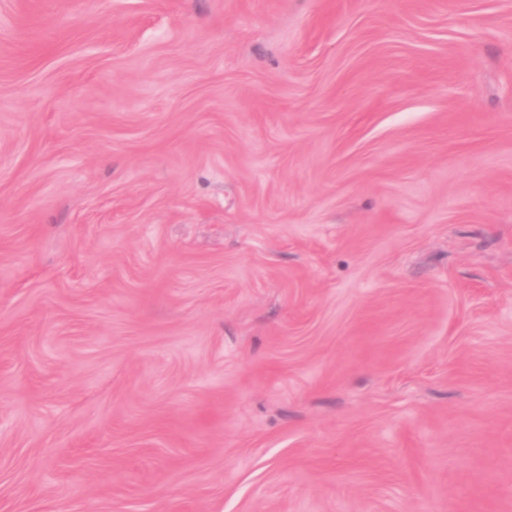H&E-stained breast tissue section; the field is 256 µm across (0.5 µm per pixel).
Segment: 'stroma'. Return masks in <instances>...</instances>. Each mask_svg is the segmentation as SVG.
Instances as JSON below:
<instances>
[{
    "label": "stroma",
    "instance_id": "1",
    "mask_svg": "<svg viewBox=\"0 0 512 512\" xmlns=\"http://www.w3.org/2000/svg\"><path fill=\"white\" fill-rule=\"evenodd\" d=\"M0 512H512V0H0Z\"/></svg>",
    "mask_w": 512,
    "mask_h": 512
}]
</instances>
